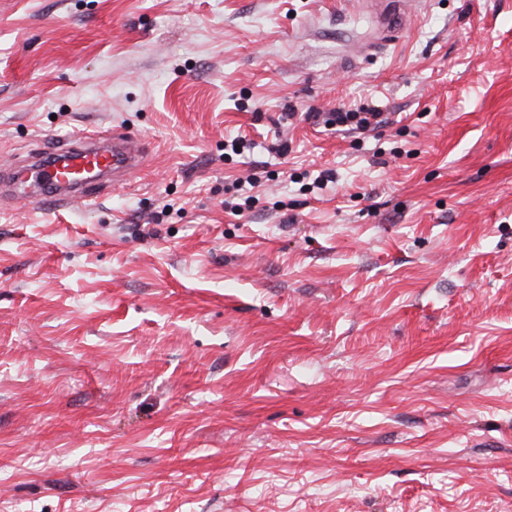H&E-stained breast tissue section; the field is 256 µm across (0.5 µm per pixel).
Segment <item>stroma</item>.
Instances as JSON below:
<instances>
[{
  "label": "stroma",
  "mask_w": 512,
  "mask_h": 512,
  "mask_svg": "<svg viewBox=\"0 0 512 512\" xmlns=\"http://www.w3.org/2000/svg\"><path fill=\"white\" fill-rule=\"evenodd\" d=\"M409 9L0 0V171L148 146L0 196V512H512V0ZM377 3V16L379 21L386 26V36L391 37L404 21L403 4L405 0H380ZM400 20V23L397 21ZM382 112H336V125L354 126L355 129H368L383 123ZM145 156V144L123 130H113L112 142L108 144L98 143L90 136L82 135L60 152L41 160L38 166L45 191L53 197L68 200L41 199L38 202L49 209L48 205L57 208L73 201H88L91 196L83 195V187L88 180L83 175L87 170H94L97 177L112 174L113 181H120L139 169ZM54 158L63 159L65 166H57Z\"/></svg>",
  "instance_id": "obj_1"
}]
</instances>
